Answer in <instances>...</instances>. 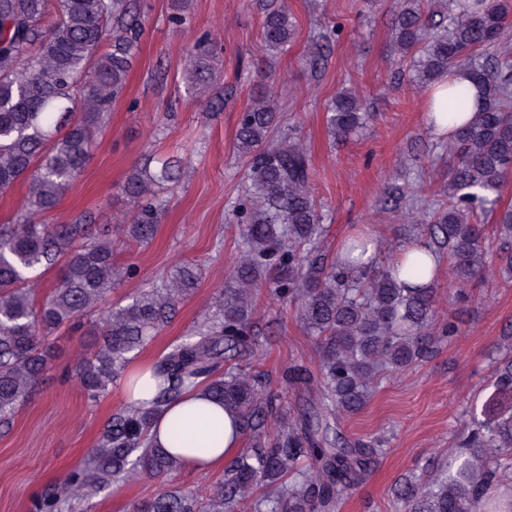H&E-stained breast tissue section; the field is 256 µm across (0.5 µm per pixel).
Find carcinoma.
Listing matches in <instances>:
<instances>
[{"instance_id":"1","label":"carcinoma","mask_w":512,"mask_h":512,"mask_svg":"<svg viewBox=\"0 0 512 512\" xmlns=\"http://www.w3.org/2000/svg\"><path fill=\"white\" fill-rule=\"evenodd\" d=\"M132 0H0V195L27 185L24 206L0 224V426L7 427L51 360L47 339L64 329L96 336L76 371L84 394L105 396L135 355L155 338L197 285L191 266L141 289L127 302L97 305L112 293V234L85 213L68 224L42 217L58 207L90 159L96 133L123 94L141 23ZM264 50L274 56L292 42L295 24L286 0L262 4ZM395 45L413 59L417 82L432 84L465 70L482 89L481 117L460 122L469 94L448 97V143L454 162L448 202L432 214L424 247L444 252L467 301L482 287L490 257L481 214L499 201L512 174V64L491 51L512 40V0H455V13H425L404 0L393 25ZM184 78L202 93L220 73L219 57L199 42ZM371 118L355 95L336 97L327 116L333 137L357 134ZM275 93L263 91L240 115L238 153L248 162L246 193L237 210L241 256L233 281L215 308L168 347L154 364L157 393L150 405H126L112 415L88 462L63 485L39 496L32 512H72L77 499L114 483L157 478L183 467L178 457L151 448L146 432L168 402L201 387L235 411L251 448L226 468L205 496L166 488L135 512H237L253 488L263 492L252 512H331L383 454V441L347 442L334 428L358 412L380 376L429 358L459 327L436 315L437 273L402 244L390 256L353 266V238L345 255L319 248L321 211L311 195L305 149L276 140ZM184 160L171 155L135 167L122 192L135 214L126 236L151 242L158 231V192L179 181ZM500 269L512 276V210L496 226ZM58 270L57 285L37 295L39 270ZM297 308L316 344L317 371L294 365L285 383L302 394L298 409L264 392L261 372L243 365L260 345L256 298ZM494 391L481 409L464 412L456 446L444 464L425 463L394 484L396 512H489L492 488L512 481V336L496 361Z\"/></svg>"}]
</instances>
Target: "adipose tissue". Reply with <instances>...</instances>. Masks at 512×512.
Instances as JSON below:
<instances>
[{
  "label": "adipose tissue",
  "instance_id": "adipose-tissue-1",
  "mask_svg": "<svg viewBox=\"0 0 512 512\" xmlns=\"http://www.w3.org/2000/svg\"><path fill=\"white\" fill-rule=\"evenodd\" d=\"M180 418L191 421L195 440L207 447L205 454H198L188 446L181 448L173 445L169 427ZM241 438L238 415L216 404L200 390L172 401L154 417L148 428L150 446L168 449L192 469H204L223 462L225 457L239 448Z\"/></svg>",
  "mask_w": 512,
  "mask_h": 512
}]
</instances>
